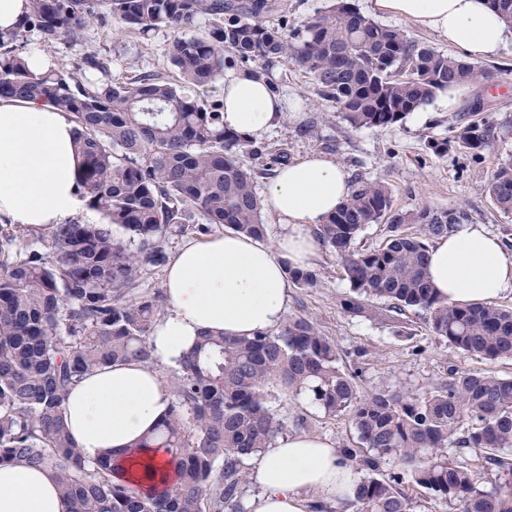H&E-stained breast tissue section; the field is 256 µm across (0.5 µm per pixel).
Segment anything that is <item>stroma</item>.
I'll return each mask as SVG.
<instances>
[{"label": "stroma", "mask_w": 512, "mask_h": 512, "mask_svg": "<svg viewBox=\"0 0 512 512\" xmlns=\"http://www.w3.org/2000/svg\"><path fill=\"white\" fill-rule=\"evenodd\" d=\"M172 34L159 28L150 36L133 29L113 33L96 24L80 40L60 38L47 44L38 32L29 31L16 42L22 54L41 53L54 64L74 65L90 52L107 57L112 78L124 79L143 72L158 73L168 80L178 75L170 63L168 48ZM499 72L487 85L467 87L454 110L433 99L397 125L387 128H349L332 102L320 98L312 78L293 62L282 61L265 73L275 93L288 99V115L265 134L262 145L270 153L286 152L289 161L321 154L336 161L349 178L385 181L391 189L393 206L410 210L426 204L436 209L466 206L471 221L512 247V215L501 213L485 190L494 170L512 162V39L487 60ZM481 102L494 128L491 146L472 155L449 149L443 157L433 156L428 143L451 137L456 126L470 118V107ZM322 274V285L304 289L290 286L287 315L312 318L336 344L339 366L350 372L360 393L382 386L431 387L445 380L449 370L491 372L512 378V358L484 360L470 357L431 335L423 314L406 310V335L371 319L344 313L339 305L349 284L328 249H318L312 261ZM271 405L284 419L301 411L314 414L311 435L334 446L352 444L356 432L347 416L327 417L314 412L309 400L273 392Z\"/></svg>", "instance_id": "obj_1"}]
</instances>
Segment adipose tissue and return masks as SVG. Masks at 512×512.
I'll use <instances>...</instances> for the list:
<instances>
[{
  "label": "adipose tissue",
  "instance_id": "obj_1",
  "mask_svg": "<svg viewBox=\"0 0 512 512\" xmlns=\"http://www.w3.org/2000/svg\"><path fill=\"white\" fill-rule=\"evenodd\" d=\"M378 11L411 20L470 58L495 54L508 31L483 0H375ZM284 97L265 78L243 72L224 83V126L258 139L278 125ZM75 125L67 113L38 100L0 99V223L34 233L75 217ZM350 193L333 160L310 154L280 169L263 204L281 226L275 245L232 231L184 244L169 260L164 292L170 311L151 335L155 364L119 362L86 375L69 392L64 419L88 460L111 454L124 480L152 487L170 482L174 466L163 449L146 447L170 407L160 377L204 332L251 336L277 329L288 301L286 265L309 266L325 223ZM427 276L459 304L512 293V249L484 225L462 224L427 251ZM250 478L261 492L248 512H313L352 498L356 475L327 440L291 435L259 455ZM50 471L0 465V512H63Z\"/></svg>",
  "mask_w": 512,
  "mask_h": 512
}]
</instances>
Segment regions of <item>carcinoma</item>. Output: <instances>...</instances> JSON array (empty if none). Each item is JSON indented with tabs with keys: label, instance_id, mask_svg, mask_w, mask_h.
I'll use <instances>...</instances> for the list:
<instances>
[{
	"label": "carcinoma",
	"instance_id": "carcinoma-1",
	"mask_svg": "<svg viewBox=\"0 0 512 512\" xmlns=\"http://www.w3.org/2000/svg\"><path fill=\"white\" fill-rule=\"evenodd\" d=\"M512 24V0H485ZM24 23L0 36V98L45 101L76 125L81 157L76 184L101 221L55 227L48 251L18 247L16 227L0 224V463L51 471L65 512H246L239 494L245 460L261 453L287 426L271 406L270 388L307 396L327 416L346 415L358 445L339 452L359 475L354 512H413L404 484L453 500L458 512H512V378L455 372L424 390L357 392L337 365L335 342L307 316L294 315L253 336L204 333L166 379L171 403L154 440L177 469L161 493L144 492L114 475L110 460L88 461L75 447L63 416L70 389L85 375L116 362L155 361L150 337L162 300L137 290L168 261L166 242L196 215L209 226L262 239L266 225L254 191L256 171L242 157L286 165L262 146L224 128V104L191 98L155 73L127 81H92L108 59L86 55L81 65L36 72L13 49L34 29L46 41L80 38L99 21L101 7L122 29L174 34L169 60L185 84L205 88L224 71L226 55L257 68L289 59L313 78L317 94L335 103L354 129L385 128L452 85L495 77L490 68L448 55L398 27L361 13L351 0L330 4L301 24H288L280 0H29ZM201 16L214 26L186 36ZM279 17L272 25L269 17ZM473 118L448 148L479 154L492 125ZM495 206L512 213V163L487 185ZM470 222L463 207L393 208L381 180L354 182L350 196L313 230L348 281L339 300L351 315L366 314L405 332L408 309L425 314L429 332L469 356L512 358V308L493 303L451 304L426 280L428 242ZM371 224L385 225L380 244L359 249ZM288 280L317 288L322 273L285 264ZM451 447L472 449L499 484L481 486L475 469L453 459ZM399 468L379 477L383 464Z\"/></svg>",
	"mask_w": 512,
	"mask_h": 512
}]
</instances>
